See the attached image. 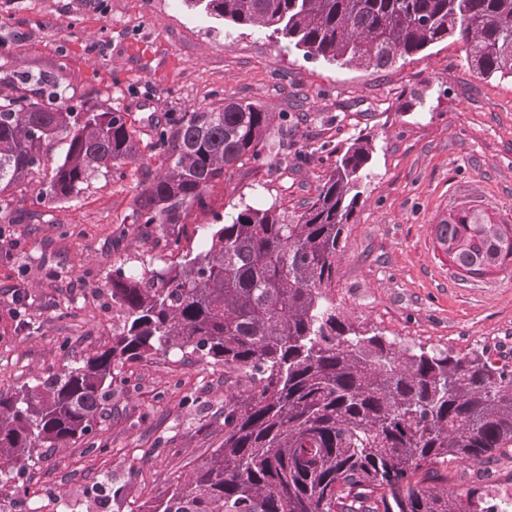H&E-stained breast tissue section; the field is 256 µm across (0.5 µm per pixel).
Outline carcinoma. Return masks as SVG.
Segmentation results:
<instances>
[{
  "label": "carcinoma",
  "mask_w": 512,
  "mask_h": 512,
  "mask_svg": "<svg viewBox=\"0 0 512 512\" xmlns=\"http://www.w3.org/2000/svg\"><path fill=\"white\" fill-rule=\"evenodd\" d=\"M212 18L260 27L306 58L385 70L448 38L485 79L512 78V0H185ZM275 115L245 98L186 113L151 145L164 166L137 196L132 223L178 224L206 206L224 170L258 159ZM66 142L40 196L67 199L139 154L118 110L65 104L49 76L21 75L0 97V209ZM374 146L356 138L304 210L250 205L216 225L205 248L159 268L110 277L121 317L112 344L32 385L0 392V486L41 448L77 442L101 455L97 426L123 366L159 352L222 364L224 443L139 512H495L482 489L427 492L417 476L512 447V367L486 351L455 354L351 321L330 297L345 226ZM436 238L473 277L512 261V225L461 208Z\"/></svg>",
  "instance_id": "carcinoma-1"
}]
</instances>
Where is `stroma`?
I'll return each instance as SVG.
<instances>
[{"instance_id": "obj_1", "label": "stroma", "mask_w": 512, "mask_h": 512, "mask_svg": "<svg viewBox=\"0 0 512 512\" xmlns=\"http://www.w3.org/2000/svg\"><path fill=\"white\" fill-rule=\"evenodd\" d=\"M21 73L55 77L66 104L126 112L142 143L122 175L97 174L70 199L38 202V180L0 212V390L33 383L111 342L113 267L163 266L166 241L200 250L209 225L250 205L302 212L337 157L372 139L371 175L345 228L332 291L354 318L387 335L457 353L485 350L512 366V264L470 278L434 246L433 225L474 206L512 224V80L468 67L446 40L394 67L340 68L304 59L261 28L218 23L184 0H0V92ZM244 98L288 121L258 160L225 172L207 206L149 238L119 225L160 164L148 148L184 113ZM25 294L14 302L15 289ZM224 368L155 356L126 364L113 385L101 456L81 444L44 449L25 478L38 512H138L224 441ZM162 451H154V442ZM429 490L512 483V449L482 463L449 462ZM109 482L120 503L90 497Z\"/></svg>"}]
</instances>
